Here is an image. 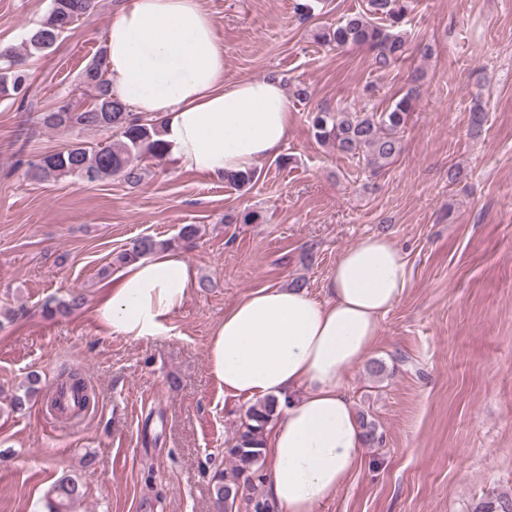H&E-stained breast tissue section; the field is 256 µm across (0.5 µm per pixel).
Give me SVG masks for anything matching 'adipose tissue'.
I'll use <instances>...</instances> for the list:
<instances>
[{
	"label": "adipose tissue",
	"instance_id": "adipose-tissue-1",
	"mask_svg": "<svg viewBox=\"0 0 512 512\" xmlns=\"http://www.w3.org/2000/svg\"><path fill=\"white\" fill-rule=\"evenodd\" d=\"M110 92L158 117L180 168L211 178L279 155L293 114L281 79L224 80V44L201 0H123L103 41ZM197 273L183 253L157 250L125 265L94 308L101 328L133 340L167 334ZM408 270L388 238L343 251L323 299L261 288L225 311L208 343L225 393L276 398L265 485L285 512H315L360 464L365 439L343 376L374 346Z\"/></svg>",
	"mask_w": 512,
	"mask_h": 512
}]
</instances>
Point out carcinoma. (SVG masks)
<instances>
[{"instance_id": "obj_1", "label": "carcinoma", "mask_w": 512, "mask_h": 512, "mask_svg": "<svg viewBox=\"0 0 512 512\" xmlns=\"http://www.w3.org/2000/svg\"><path fill=\"white\" fill-rule=\"evenodd\" d=\"M98 0H50L42 20L31 28L21 48L8 45L0 49V95L10 97L19 105L28 102L31 82L27 62L50 52L81 16L91 13ZM412 0H368L365 11L351 12L336 25L321 29L317 40L338 49L367 48L374 53V64L382 69L400 59L408 50L407 38L398 30L405 22ZM104 51H99L82 72V84L95 91L92 102L84 107L72 100H62L43 113V125L54 131H92L105 136L93 143L74 139L64 149L33 158L20 156L17 166L36 181L72 178L87 184L103 181L113 175L123 176L135 184L142 179L141 165L146 160L166 158L161 139L162 121L157 117L138 115L119 99L109 94ZM415 91L409 89L382 112L351 110L329 111L318 108L308 113L314 138L343 154L363 155L368 162L382 168L391 164L402 152L403 133L413 112ZM255 172L248 170L224 176L233 188L241 189L254 182ZM164 247V242L149 235L134 239L118 257L129 264ZM86 297L81 291H70L64 298L52 297L41 306L45 317L70 315L81 309ZM77 373L67 375L69 385L77 392L79 411L90 407L95 396ZM38 379L31 378L11 394L8 403L13 413L30 408L37 396ZM278 401L267 398L251 405L235 430L227 454L230 469L216 470L211 475L215 512H234L244 504L249 512H271L268 500L257 494L263 481L265 458L264 433L267 425L279 416ZM85 494L82 484L71 475H61L45 495L47 512H70L72 505ZM472 512H512V497L489 492Z\"/></svg>"}]
</instances>
